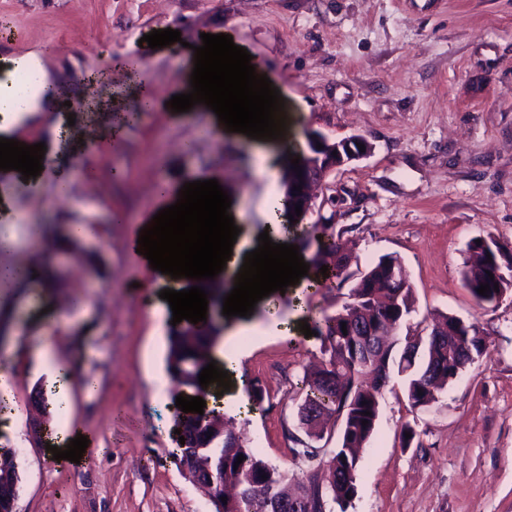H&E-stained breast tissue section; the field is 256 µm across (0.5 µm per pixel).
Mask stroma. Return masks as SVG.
<instances>
[{"instance_id":"35a3bbf8","label":"stroma","mask_w":512,"mask_h":512,"mask_svg":"<svg viewBox=\"0 0 512 512\" xmlns=\"http://www.w3.org/2000/svg\"><path fill=\"white\" fill-rule=\"evenodd\" d=\"M166 28L195 44L228 34L247 49L280 91L295 155L308 153L313 133L364 137L370 154L326 179L303 225H335L359 268L384 255L402 261L414 297L403 331L448 314L487 335V354L431 405L411 407L403 377L391 376L347 512H512V292L480 305L461 278L472 239L512 242V0H0V63L40 54L75 120L39 183L0 181V238L16 241L0 264L47 272L0 285V356L12 355L14 369L0 447L17 451L15 512L213 510L169 457L176 401L157 385L169 376L172 310L150 307L163 285L132 238L137 217L159 204L158 186L196 175L223 178L242 223H266L273 202L243 165L244 144L219 140L208 112L160 108L127 124L142 84L163 95L183 72L179 45L142 41ZM127 57L138 66L113 72L110 85L88 83ZM91 129L100 140L89 153ZM70 224L87 232L62 265ZM348 293L288 294L276 316L295 326L302 314L340 310ZM31 328L53 336L75 378L97 382L91 396L73 388L52 420L88 436L86 465L51 458L32 437V399L54 386L26 349ZM249 351L242 376L263 399L236 425L264 461L298 472L288 439L299 430L296 383L321 341L270 333Z\"/></svg>"}]
</instances>
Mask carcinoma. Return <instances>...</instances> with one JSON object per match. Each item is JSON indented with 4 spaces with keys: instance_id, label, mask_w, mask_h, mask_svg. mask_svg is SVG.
Returning <instances> with one entry per match:
<instances>
[{
    "instance_id": "obj_1",
    "label": "carcinoma",
    "mask_w": 512,
    "mask_h": 512,
    "mask_svg": "<svg viewBox=\"0 0 512 512\" xmlns=\"http://www.w3.org/2000/svg\"><path fill=\"white\" fill-rule=\"evenodd\" d=\"M299 236L304 248L316 246L308 257L311 288H333L350 281V302L333 314L323 313L314 322L321 339L320 365L305 371L298 380L301 395L299 424L306 439L291 436L293 461L306 466L298 478L286 469L272 466L256 455L239 432L224 438V446L213 448L216 457H224V484L239 488L238 498L224 506V512H272V504L288 499V494L306 498L314 512L345 510L347 496H355L361 463L360 450L369 443L377 425L382 392L392 369L407 378L408 398L413 407L435 402V391L456 378L467 365L487 353L485 331L475 322L456 316L443 318L444 329L432 328L426 336H407L401 353H395L397 338H389L412 312L413 295L409 274L394 256H383L365 271H350L351 260L341 252L333 224H314L303 228ZM470 257L462 270L464 288L479 304H493L512 291V248L487 236L472 240ZM336 255V263L321 274L323 256ZM498 286L481 295L482 284ZM172 326L168 331V370L179 374L176 394H198V376L206 364L198 357V348L220 338L224 326L214 315L199 323ZM370 415H364V412ZM342 419L340 446L324 461L315 443L325 435L327 416ZM368 424H362V421ZM243 456L241 464L237 457ZM18 474L16 453L0 448V487L4 478ZM266 478H261V475Z\"/></svg>"
}]
</instances>
